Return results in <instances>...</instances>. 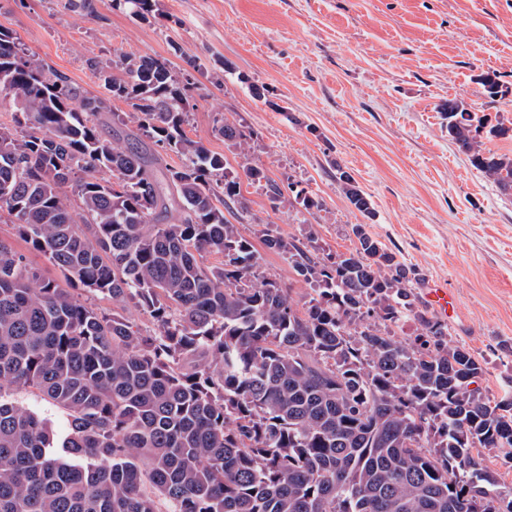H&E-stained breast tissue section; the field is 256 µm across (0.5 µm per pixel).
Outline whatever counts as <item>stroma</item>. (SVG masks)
<instances>
[{"label": "stroma", "instance_id": "35a3bbf8", "mask_svg": "<svg viewBox=\"0 0 512 512\" xmlns=\"http://www.w3.org/2000/svg\"><path fill=\"white\" fill-rule=\"evenodd\" d=\"M65 2L0 0V26L92 92L89 57L108 67L120 49L178 70L199 58L207 76L188 91L190 136L236 170L241 158L213 133L216 120L233 122L269 177L324 200L275 211L262 188L243 185L241 232L259 244L268 228L310 235L343 252L356 244L352 225L366 224L422 282L453 293L447 323L482 361L483 390L512 389V194L471 166L442 114L455 99L512 127V0H158L147 21L112 0H92L90 15ZM340 167L371 197L373 220L341 191Z\"/></svg>", "mask_w": 512, "mask_h": 512}]
</instances>
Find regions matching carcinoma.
Wrapping results in <instances>:
<instances>
[{"label": "carcinoma", "mask_w": 512, "mask_h": 512, "mask_svg": "<svg viewBox=\"0 0 512 512\" xmlns=\"http://www.w3.org/2000/svg\"><path fill=\"white\" fill-rule=\"evenodd\" d=\"M112 2L144 21L157 11ZM118 58L114 74L85 59L94 95L0 27L13 112L0 124V219L61 275L0 238V512H512L484 459L512 460V390L484 393L482 363L419 300L415 270L364 224L336 253L268 229L266 248L308 286L295 300L229 217L244 219V180L275 211L323 199L283 192L226 120L215 132L243 160L230 170L188 135L171 62ZM114 99L132 111L112 112ZM447 119L471 165L511 193L512 158L483 139L512 129L455 99ZM336 180L372 219L340 167ZM87 293L134 304L149 325ZM20 388L64 426L18 404Z\"/></svg>", "instance_id": "cac0c4a2"}]
</instances>
